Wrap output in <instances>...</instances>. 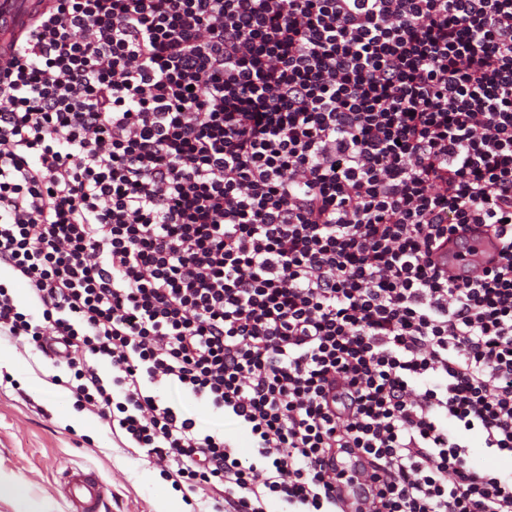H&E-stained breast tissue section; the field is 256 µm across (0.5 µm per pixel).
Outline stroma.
I'll return each mask as SVG.
<instances>
[{
	"mask_svg": "<svg viewBox=\"0 0 512 512\" xmlns=\"http://www.w3.org/2000/svg\"><path fill=\"white\" fill-rule=\"evenodd\" d=\"M0 349L11 355L0 367V473L16 478L38 512H69L60 480L71 468L93 470L109 487L102 512H213L215 490L174 488L142 450L75 407L50 381L68 372L30 345L0 336Z\"/></svg>",
	"mask_w": 512,
	"mask_h": 512,
	"instance_id": "obj_1",
	"label": "stroma"
}]
</instances>
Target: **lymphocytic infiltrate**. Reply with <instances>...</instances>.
Listing matches in <instances>:
<instances>
[{
  "mask_svg": "<svg viewBox=\"0 0 512 512\" xmlns=\"http://www.w3.org/2000/svg\"><path fill=\"white\" fill-rule=\"evenodd\" d=\"M474 227L499 262L451 276ZM2 267L0 335L234 512H341L356 455L371 512H512L471 461L512 456V0H53L0 78Z\"/></svg>",
  "mask_w": 512,
  "mask_h": 512,
  "instance_id": "1",
  "label": "lymphocytic infiltrate"
}]
</instances>
